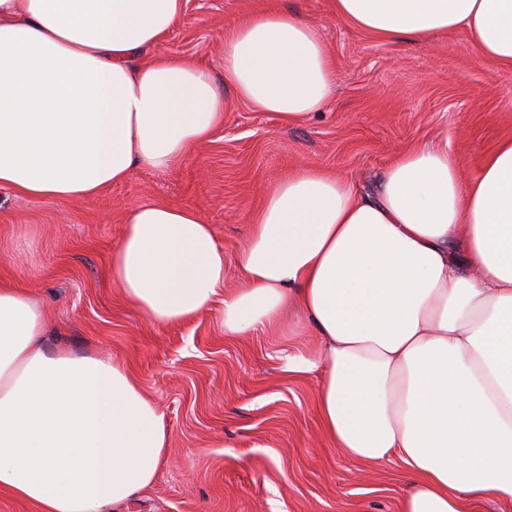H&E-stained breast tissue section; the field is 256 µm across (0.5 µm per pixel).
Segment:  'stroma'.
I'll return each mask as SVG.
<instances>
[{
  "mask_svg": "<svg viewBox=\"0 0 512 512\" xmlns=\"http://www.w3.org/2000/svg\"><path fill=\"white\" fill-rule=\"evenodd\" d=\"M277 5L320 32L336 90L311 118L283 124L229 99L224 125L172 172L134 170L92 201L28 199L0 187V279L27 288L47 312L48 346L121 359L164 416L154 485L109 512H398L409 478L399 460L360 463L322 433L316 374L283 370L282 351L319 344L287 318L235 338L224 307L158 326L112 286L109 260L137 202L198 209L224 243V285L239 284L247 219L288 170L322 168L373 192L396 153L444 143L466 177L512 136V66L484 58L462 30L428 42L389 41L337 20L333 0H185L157 53L224 79V31Z\"/></svg>",
  "mask_w": 512,
  "mask_h": 512,
  "instance_id": "35a3bbf8",
  "label": "stroma"
}]
</instances>
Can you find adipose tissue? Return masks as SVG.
<instances>
[{
	"mask_svg": "<svg viewBox=\"0 0 512 512\" xmlns=\"http://www.w3.org/2000/svg\"><path fill=\"white\" fill-rule=\"evenodd\" d=\"M185 0H0V187L90 200L135 168L163 175L224 125L223 87L294 124L336 86L318 30L278 6L224 34V81L176 54L147 56ZM389 40L465 30L512 65V0H334ZM113 287L171 325L215 302L224 333L299 310L320 338L284 355L320 371L315 407L363 463L398 459L400 512L512 506V138L477 177L442 144L399 152L374 193L331 172L276 178L249 218L241 288L200 212L141 202L110 256ZM42 303L0 282V491L37 512H106L156 479L164 416L126 365L44 343Z\"/></svg>",
	"mask_w": 512,
	"mask_h": 512,
	"instance_id": "1",
	"label": "adipose tissue"
}]
</instances>
